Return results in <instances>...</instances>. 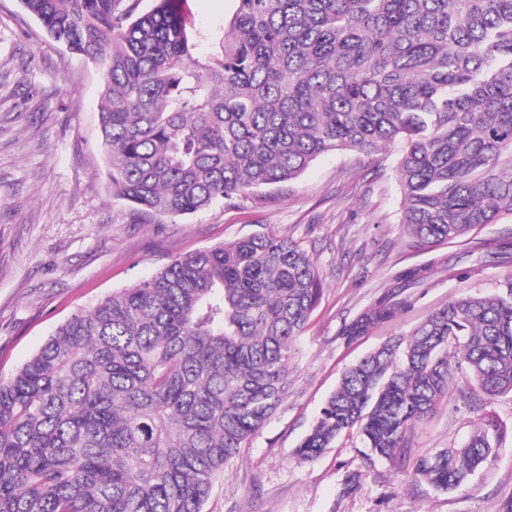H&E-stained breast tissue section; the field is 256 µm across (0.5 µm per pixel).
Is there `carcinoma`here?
<instances>
[{
  "label": "carcinoma",
  "instance_id": "carcinoma-1",
  "mask_svg": "<svg viewBox=\"0 0 512 512\" xmlns=\"http://www.w3.org/2000/svg\"><path fill=\"white\" fill-rule=\"evenodd\" d=\"M103 74L112 194L179 217L297 178L320 154L400 143V223L432 247L512 215V0H238L220 53L195 57L185 0H21ZM481 261L512 265V236ZM476 267L448 262L464 279ZM412 267L345 327L394 319ZM323 291L313 257L257 234L178 256L60 324L0 379V512H202L224 463L288 392L292 344ZM512 393V272L349 367L296 452L356 430L394 459L448 396ZM481 423L406 480L460 489L500 448Z\"/></svg>",
  "mask_w": 512,
  "mask_h": 512
}]
</instances>
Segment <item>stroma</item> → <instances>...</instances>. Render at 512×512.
<instances>
[{
	"instance_id": "1",
	"label": "stroma",
	"mask_w": 512,
	"mask_h": 512,
	"mask_svg": "<svg viewBox=\"0 0 512 512\" xmlns=\"http://www.w3.org/2000/svg\"><path fill=\"white\" fill-rule=\"evenodd\" d=\"M200 55L237 0H187ZM102 75L52 40L21 0H0V379H9L55 328L114 291L151 277L173 257L254 234L289 237L315 259L323 295L294 348L288 395L264 428L225 463L203 512H499L512 499V393L474 400L451 390L417 423L405 456H376L357 432L317 458L296 454L343 372L438 307L495 292L503 267L486 263L450 279L449 258L512 233V216L427 250L409 246L399 222L398 149L335 151L297 179L237 204L175 219H138L106 187L98 109ZM430 277L396 319L355 340L343 330L404 268ZM506 435L458 490L402 477L416 461L460 446L483 418Z\"/></svg>"
}]
</instances>
